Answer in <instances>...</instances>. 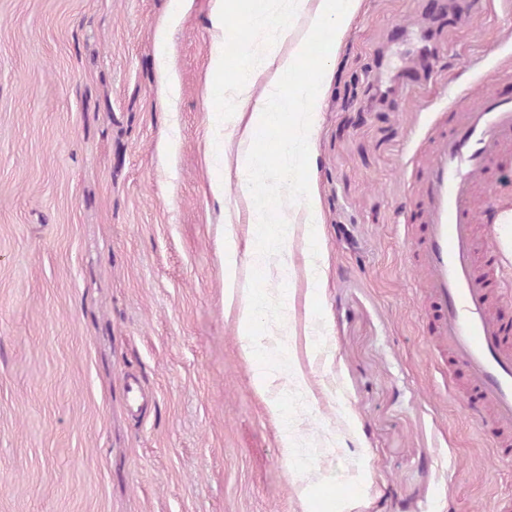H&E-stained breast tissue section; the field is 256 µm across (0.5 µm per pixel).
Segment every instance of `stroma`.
<instances>
[{"label": "stroma", "instance_id": "35a3bbf8", "mask_svg": "<svg viewBox=\"0 0 512 512\" xmlns=\"http://www.w3.org/2000/svg\"><path fill=\"white\" fill-rule=\"evenodd\" d=\"M0 0V512H490L512 463L430 364L407 251L408 173L437 113L512 64V0H362L325 62L305 177L325 279L317 401L274 395L314 489L294 490L256 363L224 317L210 190L233 102L207 83L215 0ZM258 0L227 18V75L277 46ZM179 15L170 96L155 32ZM136 375L146 394L127 399Z\"/></svg>", "mask_w": 512, "mask_h": 512}]
</instances>
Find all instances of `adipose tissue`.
<instances>
[{"label":"adipose tissue","instance_id":"adipose-tissue-1","mask_svg":"<svg viewBox=\"0 0 512 512\" xmlns=\"http://www.w3.org/2000/svg\"><path fill=\"white\" fill-rule=\"evenodd\" d=\"M360 0H291L289 7L304 15L305 28L290 50L279 52L261 62L242 59L232 89L236 98L233 112L224 119V153L218 159L221 175L212 184L215 194H224L231 183L249 185L271 181L276 210H269L268 198L247 195V221L265 225L259 239L239 246L232 227H225L224 239V313L232 318L241 338V354L255 361L267 351L275 330L265 335L256 331L261 307L270 297L240 282L241 267H249L265 282L301 277L306 283L304 317L301 328L291 329L293 343L287 351L284 368L256 370L253 385L259 395H267L281 375H289L302 397H312L305 371V360L314 359L318 347L314 340L313 306L316 288L323 276L322 257L314 246L321 226L316 193L303 178L316 132L322 99L319 86L323 63L338 49ZM263 94H256V87ZM275 137V153L267 155L255 148L259 135ZM302 225L306 247L302 268L288 264V242L294 225Z\"/></svg>","mask_w":512,"mask_h":512}]
</instances>
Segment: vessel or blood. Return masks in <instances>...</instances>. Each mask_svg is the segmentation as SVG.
Instances as JSON below:
<instances>
[{
  "label": "vessel or blood",
  "instance_id": "vessel-or-blood-1",
  "mask_svg": "<svg viewBox=\"0 0 512 512\" xmlns=\"http://www.w3.org/2000/svg\"><path fill=\"white\" fill-rule=\"evenodd\" d=\"M476 97L460 95L447 118L435 120L428 146L415 155L410 171V223L421 225L410 240L415 268L426 277L427 296L436 311L432 348L436 362L462 368L467 405L490 411L485 426L494 452L512 462V322L494 309L490 283L501 298L512 297V281L502 274L496 236L480 235L485 217L476 188L493 163L512 150V66L484 72Z\"/></svg>",
  "mask_w": 512,
  "mask_h": 512
}]
</instances>
